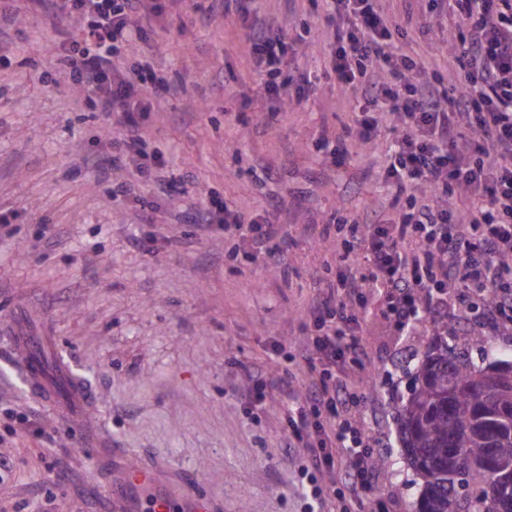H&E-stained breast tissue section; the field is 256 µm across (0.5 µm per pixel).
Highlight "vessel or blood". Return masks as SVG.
<instances>
[{"label": "vessel or blood", "mask_w": 512, "mask_h": 512, "mask_svg": "<svg viewBox=\"0 0 512 512\" xmlns=\"http://www.w3.org/2000/svg\"><path fill=\"white\" fill-rule=\"evenodd\" d=\"M12 340L25 353L23 369L31 389L68 417L80 416L89 400L88 391L75 381L69 366L48 364L38 342L21 331H14ZM114 469L117 478L105 495L106 512H219L205 492L171 484L164 468L142 470L122 457L115 459Z\"/></svg>", "instance_id": "vessel-or-blood-1"}]
</instances>
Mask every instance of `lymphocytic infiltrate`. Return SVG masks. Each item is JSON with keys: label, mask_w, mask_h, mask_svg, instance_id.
<instances>
[{"label": "lymphocytic infiltrate", "mask_w": 512, "mask_h": 512, "mask_svg": "<svg viewBox=\"0 0 512 512\" xmlns=\"http://www.w3.org/2000/svg\"><path fill=\"white\" fill-rule=\"evenodd\" d=\"M253 2L210 0L208 12L236 13L273 112L288 90L304 100L313 85L289 67L292 42ZM32 7L53 21L77 22L78 33L62 32L51 52L99 116L117 120V135L102 143L113 166L171 187L162 154L145 150L143 130L171 85L130 57L159 0H0L4 14ZM323 8L330 28L325 71L351 92L356 119L343 135L321 136L319 144L339 161L350 146L378 145L383 130H392L382 178L393 202L407 208L393 219L378 206L346 218L336 273L318 281L309 311L315 330L304 351L314 355L319 374L307 381L304 403L284 418L289 447L304 451V512L331 497L318 477L334 472L341 455L349 495L367 498L374 491L373 449L362 430L340 418L352 398L335 382L338 371L367 357L358 333L370 299L381 300L384 318L398 332L425 321L446 324L442 311L451 302L467 313L482 306L495 324L512 326V0H424L405 8L399 22L382 0H324ZM440 22L448 31L447 53L404 48L411 31ZM456 69L465 79L449 83ZM458 192L472 203L463 213L451 202ZM191 221L231 233L287 272L265 218L246 216L212 194ZM361 265L367 274H354Z\"/></svg>", "instance_id": "obj_1"}]
</instances>
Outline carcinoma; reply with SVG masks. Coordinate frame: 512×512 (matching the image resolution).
<instances>
[{
  "label": "carcinoma",
  "mask_w": 512,
  "mask_h": 512,
  "mask_svg": "<svg viewBox=\"0 0 512 512\" xmlns=\"http://www.w3.org/2000/svg\"><path fill=\"white\" fill-rule=\"evenodd\" d=\"M427 353L413 376L400 418L404 453L423 480L418 512H512V364L500 368V390L484 386L486 371L455 346L486 349L475 330L448 336ZM500 465L483 466L489 451Z\"/></svg>",
  "instance_id": "obj_1"
}]
</instances>
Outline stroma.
Listing matches in <instances>:
<instances>
[{
    "mask_svg": "<svg viewBox=\"0 0 512 512\" xmlns=\"http://www.w3.org/2000/svg\"><path fill=\"white\" fill-rule=\"evenodd\" d=\"M297 41L294 66L317 77L309 100L262 109L261 80L234 15L206 18V0H180L154 16L134 59L173 83L145 122L148 150L178 181L167 194L131 181L100 150L106 131L78 87L59 72L51 44L72 23L42 12L0 15V507L33 512L51 489V512H102L112 471L86 450L85 433L140 467L161 464L224 512H301L302 449L288 445L284 413L312 373L300 350L309 307L336 247L318 228L336 210L384 201L382 147L331 165L322 132L340 135L355 113L323 78L327 29L321 0H258ZM129 194L111 197L113 182ZM216 192L247 215L268 213L288 253L281 274L219 228L185 215ZM152 238L151 250L136 246ZM371 302L361 342L365 367L345 378L359 398L348 419L377 446L375 500L335 499L322 512H415L422 483L402 454L397 417L434 332H394ZM54 338L89 390L84 421L44 404L10 340L17 321ZM264 383L255 401L253 386ZM28 415L6 436L4 409ZM64 471L49 472L48 462Z\"/></svg>",
    "mask_w": 512,
    "mask_h": 512,
    "instance_id": "obj_1",
    "label": "stroma"
}]
</instances>
